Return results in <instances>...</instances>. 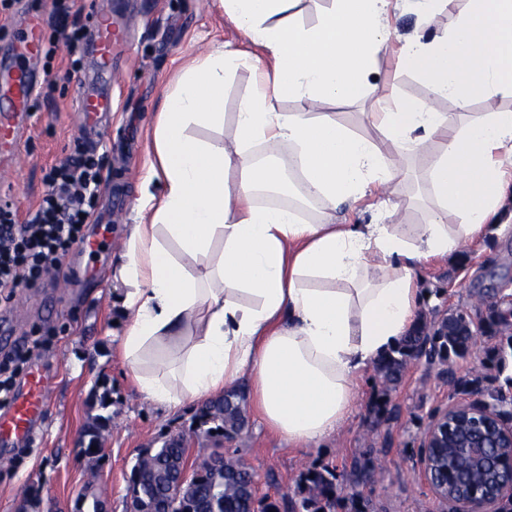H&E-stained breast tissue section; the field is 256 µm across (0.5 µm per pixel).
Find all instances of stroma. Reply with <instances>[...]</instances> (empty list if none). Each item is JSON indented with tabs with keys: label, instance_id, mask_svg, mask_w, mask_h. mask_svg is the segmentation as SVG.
<instances>
[{
	"label": "stroma",
	"instance_id": "obj_1",
	"mask_svg": "<svg viewBox=\"0 0 512 512\" xmlns=\"http://www.w3.org/2000/svg\"><path fill=\"white\" fill-rule=\"evenodd\" d=\"M73 9L86 34L80 64L72 66L63 47L41 61L36 117L22 146L24 159L0 183V195H8L19 223H26L48 189L49 169L78 150H93L102 178L91 219L112 248L105 258L89 260L80 287H57L51 275L39 287L19 289L9 304L0 306V327H10L16 336L51 339L32 357L49 370L46 414L21 457L0 454V512H76L80 500L92 493L101 495L105 512H126L136 456L159 447L166 436L188 432L197 414L193 407L174 414L154 407L125 376L115 353L120 292L112 267L128 225L138 221L136 187L154 159L153 131L166 92L204 46L235 40L237 31L215 0H74ZM53 11L54 0H11L8 9H0V56L19 34L14 20L30 15L47 19ZM96 11L117 13L128 41L112 55V115L98 134L88 135L80 128L75 94L78 81L97 69L90 35ZM252 79L250 69L239 68L224 88L223 130L197 127L194 135L232 143L239 102ZM371 80L378 93L393 87L406 103L427 101L422 82L396 70L389 57L377 59ZM387 198L396 224L423 223L434 209L422 176L391 183ZM419 278L425 293L420 320L447 310L482 315L480 292L512 280V234L489 233L461 256L425 266ZM474 342L464 359L453 357L444 365L411 362L402 380L389 388L376 370H369L352 415L318 447L284 445L254 414L247 432L230 447L255 472L261 493L276 501L280 512H288V497L302 473L333 468L342 489L353 461L363 457L377 465L363 489L368 512H448L421 465L432 418L450 406L484 399L490 389H502L512 398V387L505 384L512 376V354L502 367L486 358L488 349L505 344V337L481 333ZM103 414L110 421L101 451L86 457L80 452L82 434Z\"/></svg>",
	"mask_w": 512,
	"mask_h": 512
}]
</instances>
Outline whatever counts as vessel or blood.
Segmentation results:
<instances>
[{
	"label": "vessel or blood",
	"mask_w": 512,
	"mask_h": 512,
	"mask_svg": "<svg viewBox=\"0 0 512 512\" xmlns=\"http://www.w3.org/2000/svg\"><path fill=\"white\" fill-rule=\"evenodd\" d=\"M98 50L96 78L109 81L112 76V48L120 44L124 34L109 17L94 18ZM43 26L31 21L19 39L15 66L0 68V155L5 163L0 171L10 172L21 159L22 137L33 117L32 105L37 89L34 64L42 50ZM76 108L83 128L95 127L101 114L112 109V97L96 87L79 85ZM46 409V379L40 369H31L24 383L15 390L9 407L0 409V447L13 448L28 442Z\"/></svg>",
	"instance_id": "1"
}]
</instances>
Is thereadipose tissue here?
Returning <instances> with one entry per match:
<instances>
[{"mask_svg": "<svg viewBox=\"0 0 512 512\" xmlns=\"http://www.w3.org/2000/svg\"><path fill=\"white\" fill-rule=\"evenodd\" d=\"M218 2L241 44L204 50L166 95L153 163L164 193L142 191V221L129 227L117 347L148 403L174 413L242 383L271 433L314 448L414 325L419 270L481 242L512 201V112L446 114L391 91L363 115L369 140L322 106L373 97L367 68L382 54L436 98L512 97V0H466L451 31L408 35L391 21L394 0H330L312 26L291 0ZM242 66L254 80L233 147L191 135L193 125L223 128L224 83ZM287 96L305 109L279 111ZM257 144L291 151L262 164ZM410 156L437 201L426 223H337V208L375 198ZM290 168L325 210L317 223L256 202Z\"/></svg>", "mask_w": 512, "mask_h": 512, "instance_id": "obj_1", "label": "adipose tissue"}]
</instances>
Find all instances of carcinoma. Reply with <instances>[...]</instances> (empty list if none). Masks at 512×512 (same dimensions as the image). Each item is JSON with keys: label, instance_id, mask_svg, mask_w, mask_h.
Here are the masks:
<instances>
[{"label": "carcinoma", "instance_id": "obj_1", "mask_svg": "<svg viewBox=\"0 0 512 512\" xmlns=\"http://www.w3.org/2000/svg\"><path fill=\"white\" fill-rule=\"evenodd\" d=\"M480 299L493 314L497 332L506 337L507 346L495 347L489 358L502 362L505 348L512 349V314L498 307V295L490 288ZM435 323H421L402 344L381 360L377 372L389 385L397 384L412 359L425 358L429 364L444 363L452 355L471 351L472 337L465 331L435 329ZM248 428L240 393L233 389L212 401L196 415L193 434L198 438L233 441ZM190 437L177 434L157 448H148L136 458L129 478L128 493L136 503L137 512H161L167 501L175 505V512H276V502L264 496L255 497L254 474L234 452L223 451L220 464L204 458L193 467L196 481L178 486L168 477L172 467L186 464ZM498 448L487 449L485 462L476 466L460 448L448 449V488L463 486L469 490H486L491 471L500 470ZM374 462L357 459L353 462L346 492L337 491L334 471L312 469L302 475L291 498L292 512H365L367 504L363 488L371 481Z\"/></svg>", "mask_w": 512, "mask_h": 512}]
</instances>
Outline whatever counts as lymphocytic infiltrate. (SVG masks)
<instances>
[{"label": "lymphocytic infiltrate", "mask_w": 512, "mask_h": 512, "mask_svg": "<svg viewBox=\"0 0 512 512\" xmlns=\"http://www.w3.org/2000/svg\"><path fill=\"white\" fill-rule=\"evenodd\" d=\"M100 178L98 159L82 154L50 168L49 191L27 223L17 222L10 204H0L1 302L17 288L38 287L57 259L83 242Z\"/></svg>", "instance_id": "lymphocytic-infiltrate-1"}]
</instances>
